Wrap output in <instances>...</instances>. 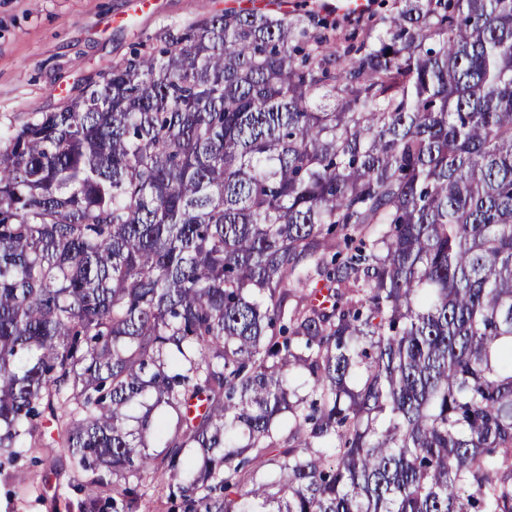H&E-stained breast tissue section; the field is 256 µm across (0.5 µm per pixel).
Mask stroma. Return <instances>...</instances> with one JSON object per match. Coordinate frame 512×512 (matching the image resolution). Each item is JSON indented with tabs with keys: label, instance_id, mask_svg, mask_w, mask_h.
<instances>
[{
	"label": "stroma",
	"instance_id": "obj_1",
	"mask_svg": "<svg viewBox=\"0 0 512 512\" xmlns=\"http://www.w3.org/2000/svg\"><path fill=\"white\" fill-rule=\"evenodd\" d=\"M247 0H0V125L54 111L83 75L104 70L146 40H159L202 13L247 8ZM51 449L0 471V512H52L69 496V470L49 476Z\"/></svg>",
	"mask_w": 512,
	"mask_h": 512
}]
</instances>
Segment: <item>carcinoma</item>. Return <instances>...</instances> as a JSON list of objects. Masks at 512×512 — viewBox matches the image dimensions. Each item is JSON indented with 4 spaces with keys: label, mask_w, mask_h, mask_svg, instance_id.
Returning <instances> with one entry per match:
<instances>
[{
    "label": "carcinoma",
    "mask_w": 512,
    "mask_h": 512,
    "mask_svg": "<svg viewBox=\"0 0 512 512\" xmlns=\"http://www.w3.org/2000/svg\"><path fill=\"white\" fill-rule=\"evenodd\" d=\"M47 421L79 512H512V0L209 13L0 131Z\"/></svg>",
    "instance_id": "1"
}]
</instances>
